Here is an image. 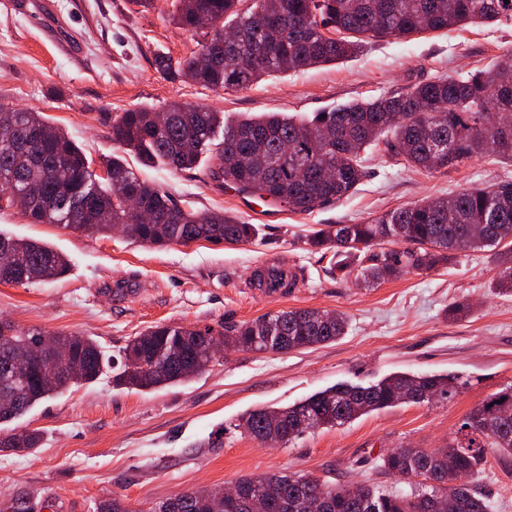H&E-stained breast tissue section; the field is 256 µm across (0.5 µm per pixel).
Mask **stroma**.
Instances as JSON below:
<instances>
[{
  "mask_svg": "<svg viewBox=\"0 0 512 512\" xmlns=\"http://www.w3.org/2000/svg\"><path fill=\"white\" fill-rule=\"evenodd\" d=\"M175 9V0L146 8L128 0H0V102L49 116L99 164L113 152L110 119L131 108L175 100L228 120L311 117L484 69L512 51L509 19L377 40L350 59L266 77L244 91H213L155 68L156 55L181 60L198 49L197 35L174 23ZM367 155L368 173L350 196L308 213L217 190L194 171L140 167L142 178L182 208L259 225L249 243L155 248L117 232L102 237L31 224L16 209L0 213L1 232L50 243L70 262L52 283L0 284V320L20 331L93 338L115 366L123 365L130 339L161 323L217 330L293 309L333 310L348 320L336 342L230 351L182 384L131 390L116 386L109 368L94 383L38 403L17 424L41 431L42 445L0 451V501L25 496L51 500L53 512H96L100 502L118 498L130 512H149L183 492L278 471L382 492L403 487L380 467L382 453L442 446L471 408L512 384V297L492 288L498 265L490 249L367 288L341 278L306 237L325 224H364L424 198L512 181V163L490 156L428 173L399 165L379 146ZM268 266L292 273L281 293L253 283ZM464 300L469 314L448 320V305ZM397 372H454L465 385L450 401L373 412L279 447L236 427L248 411L285 408L339 382L368 386ZM474 483L495 512H512V457L488 454Z\"/></svg>",
  "mask_w": 512,
  "mask_h": 512,
  "instance_id": "1",
  "label": "stroma"
}]
</instances>
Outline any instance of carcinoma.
I'll return each mask as SVG.
<instances>
[{"instance_id": "obj_1", "label": "carcinoma", "mask_w": 512, "mask_h": 512, "mask_svg": "<svg viewBox=\"0 0 512 512\" xmlns=\"http://www.w3.org/2000/svg\"><path fill=\"white\" fill-rule=\"evenodd\" d=\"M174 21L200 34L198 51L224 39L225 29L246 26L254 11H266L265 29L247 43H224L223 58L196 71L195 82L211 90L249 89L265 76L296 72L356 54L367 40L408 38L474 23L512 17V0H177ZM156 69L176 80L189 59L159 55ZM164 123L152 107L128 109L112 117L115 148L140 164L160 161L172 170L197 171L220 190L272 200L297 212L339 201L366 176V149L383 144L388 156L429 173L455 168L484 154L512 160V53L459 78L415 84L404 91L353 102L311 119H245L224 124V114L172 101ZM214 160L200 168L202 155ZM246 159L238 173L226 169L234 156ZM93 159L41 112L0 102V211L21 194L22 215L31 224H63L86 233L120 226L127 237L164 247L195 241L246 243L259 236L246 224L216 212H194L142 179L125 159L103 163L106 179L92 170ZM134 199L157 215L139 223L128 207ZM390 247H384V244ZM314 250L338 257L345 278L356 266L367 285L396 278L407 267L430 271L456 255L490 248L499 272L495 290L512 295V182L463 190L447 198L422 200L389 211L366 224H325L307 237ZM8 253L25 277L0 275V283L28 286L54 281L68 270L66 258L49 246L0 232V252ZM347 318L332 310L296 309L266 314L224 328L156 325L133 337L124 353L144 358L142 368L124 365L120 382L138 390L181 384L190 367L207 365V343L217 334L234 351L287 352L336 341ZM42 333L0 336V424L11 422L41 401L72 386L95 381L108 358L93 340L56 334L64 348L56 382L40 385L35 376L14 377L13 361L24 356ZM461 382L453 373L395 374L371 386L336 384L284 409H259L242 419L258 441L272 434L292 442L306 429L343 426L372 412L402 404H431L455 397ZM35 430L0 432V451L40 447ZM512 456V384L475 405L455 436L440 448L402 445L380 456V467L424 481L383 494L359 486L317 491L306 476L271 473L235 481L231 505L213 489H197L157 503L150 512H251L249 504L269 496L268 512H493L492 502L473 484L488 451Z\"/></svg>"}]
</instances>
